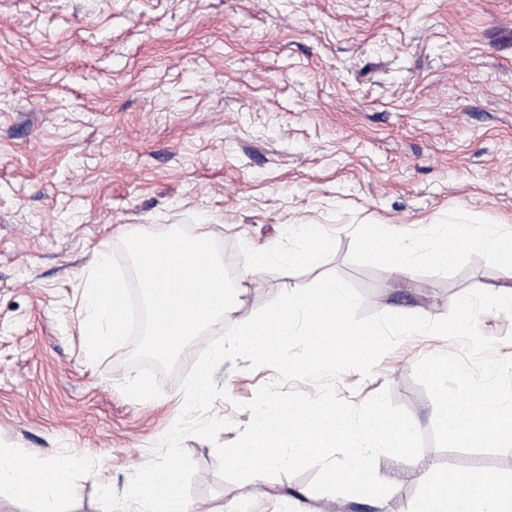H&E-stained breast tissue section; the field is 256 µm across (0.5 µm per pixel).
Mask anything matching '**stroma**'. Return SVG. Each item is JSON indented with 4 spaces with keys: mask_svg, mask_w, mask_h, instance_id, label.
I'll return each mask as SVG.
<instances>
[{
    "mask_svg": "<svg viewBox=\"0 0 512 512\" xmlns=\"http://www.w3.org/2000/svg\"><path fill=\"white\" fill-rule=\"evenodd\" d=\"M451 221L512 226V0H0V456H79L78 491L59 508L102 512L98 487L124 493L177 420L180 378L219 329L185 349L153 400L119 388L129 347L88 358L78 284L125 230L188 227L237 277L242 248L320 224L333 255L260 272L240 320L329 273L361 291L364 312L438 319L505 273L473 245L446 271L422 262L400 277L358 239L372 226L424 252ZM455 348L407 338L369 377L342 374L338 395L357 404L390 389L429 432L434 405L414 370ZM275 377L244 359L218 366L228 398L214 411L231 425L217 443L237 438L243 403ZM215 445L184 442L205 507L244 492L219 478ZM451 467L506 476L512 453L381 459L393 486L382 508L349 510L405 512Z\"/></svg>",
    "mask_w": 512,
    "mask_h": 512,
    "instance_id": "obj_1",
    "label": "stroma"
}]
</instances>
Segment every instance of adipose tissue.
Wrapping results in <instances>:
<instances>
[{"label":"adipose tissue","mask_w":512,"mask_h":512,"mask_svg":"<svg viewBox=\"0 0 512 512\" xmlns=\"http://www.w3.org/2000/svg\"><path fill=\"white\" fill-rule=\"evenodd\" d=\"M474 244L512 277V233L497 224L481 226L471 234L459 224L438 225L424 252L407 237L371 233L361 240L360 251L366 260L386 261L396 275L404 276L421 260L436 269H448L463 249ZM79 464L74 456L39 469L22 461L0 460V484L10 486L19 497L37 501L40 512H58L59 502L72 493L70 475ZM406 512H512V491L488 485L486 475L478 471L462 478L440 474L409 503Z\"/></svg>","instance_id":"ef3b65f1"}]
</instances>
